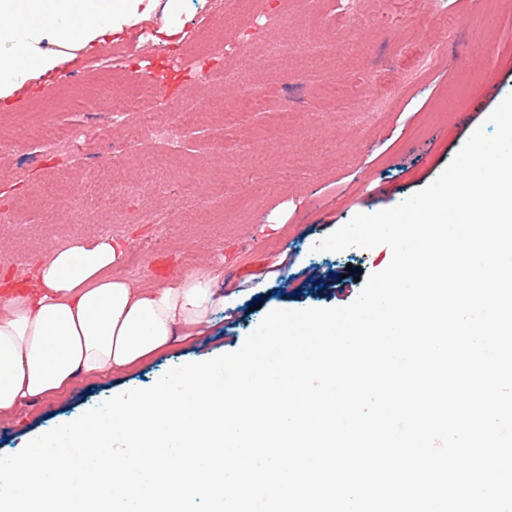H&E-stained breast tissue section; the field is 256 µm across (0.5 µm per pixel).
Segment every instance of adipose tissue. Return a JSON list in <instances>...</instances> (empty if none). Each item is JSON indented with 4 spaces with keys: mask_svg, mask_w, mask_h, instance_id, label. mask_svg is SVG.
<instances>
[{
    "mask_svg": "<svg viewBox=\"0 0 512 512\" xmlns=\"http://www.w3.org/2000/svg\"><path fill=\"white\" fill-rule=\"evenodd\" d=\"M159 0H0V99L154 13ZM106 234L54 248L29 288L0 292V417L80 375L132 369L200 335L222 298L216 268L145 285L120 274Z\"/></svg>",
    "mask_w": 512,
    "mask_h": 512,
    "instance_id": "1",
    "label": "adipose tissue"
}]
</instances>
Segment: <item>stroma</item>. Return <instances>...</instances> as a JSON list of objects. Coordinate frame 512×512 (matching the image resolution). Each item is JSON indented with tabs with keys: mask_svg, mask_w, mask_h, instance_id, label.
<instances>
[{
	"mask_svg": "<svg viewBox=\"0 0 512 512\" xmlns=\"http://www.w3.org/2000/svg\"><path fill=\"white\" fill-rule=\"evenodd\" d=\"M215 13V0H196L169 43L132 52L125 35L75 51L53 83L35 78L0 103V212L17 216L0 223V279L30 282L52 247L108 234L130 244L123 275L155 283L211 264L224 294L194 342L128 373L78 377L0 418V455L173 367L239 349L266 312L353 302L362 280L388 266L390 248L317 243L429 186L512 93V0H233L218 26ZM206 33L223 37L224 56L200 60L173 99L186 112L234 99L226 127H185L175 156L128 142L119 128L91 156L37 149L43 122L87 129L149 80L148 62L185 55ZM237 33L252 44L244 84ZM417 46L426 67L406 64ZM118 49L124 73L90 69ZM62 167L63 193L78 192L96 168L139 190L116 195L104 215L50 221L38 189Z\"/></svg>",
	"mask_w": 512,
	"mask_h": 512,
	"instance_id": "obj_1",
	"label": "stroma"
}]
</instances>
